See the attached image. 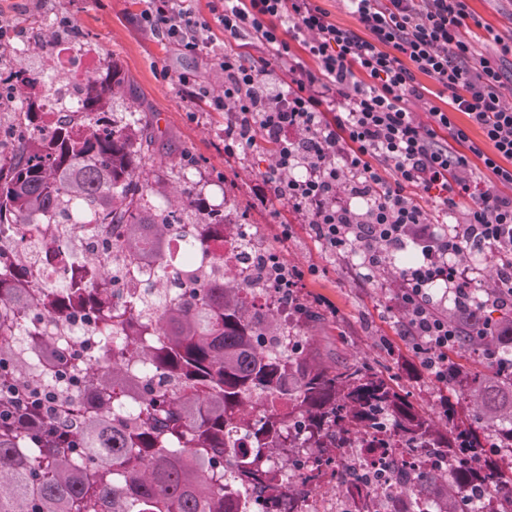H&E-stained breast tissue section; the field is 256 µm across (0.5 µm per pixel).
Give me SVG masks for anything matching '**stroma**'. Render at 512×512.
<instances>
[{"label": "stroma", "mask_w": 512, "mask_h": 512, "mask_svg": "<svg viewBox=\"0 0 512 512\" xmlns=\"http://www.w3.org/2000/svg\"><path fill=\"white\" fill-rule=\"evenodd\" d=\"M144 7V0H0V26L37 36L47 32L54 18L65 16L97 48L96 67L113 61L123 69L128 83L113 99L112 110L136 107L151 128L153 171L172 181L171 163L188 160L193 192L212 205L230 202L249 223L261 225L268 246L304 273L301 295L321 297L336 308L328 321L308 328L325 360L365 358L386 367L415 404L432 412L443 400L457 399L455 386L438 385L409 367L402 316L394 303L398 273L406 262H397L396 274L380 277L355 252L331 253L311 232L306 212L266 192L261 175L274 161L273 142L260 136L235 155L225 154L226 112L214 110L207 98L189 95L176 80L179 73L192 71L202 83L219 89L224 76L212 65L213 55L229 46L254 58L265 55V48L248 36L225 35L216 23L207 49L182 53L142 27ZM468 8L501 36V43L490 40L484 46L486 56L500 57L502 44L512 45V0H468Z\"/></svg>", "instance_id": "stroma-1"}]
</instances>
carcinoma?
<instances>
[{
	"instance_id": "carcinoma-1",
	"label": "carcinoma",
	"mask_w": 512,
	"mask_h": 512,
	"mask_svg": "<svg viewBox=\"0 0 512 512\" xmlns=\"http://www.w3.org/2000/svg\"><path fill=\"white\" fill-rule=\"evenodd\" d=\"M30 89L25 118L38 116V89L61 82L17 70ZM125 78L117 63L92 75L76 117L64 116L47 134L17 141L0 157V227L40 233L35 222L72 226L96 239L97 252L70 254L82 274L64 283L28 277L24 266L0 263V512H249V492L271 491L268 512H303L301 492L283 494L263 455L314 448L310 475L336 476L333 449L353 439L385 448L378 417L402 447L461 463L428 476L442 503L456 512L463 491L479 482L498 492L512 486V374L486 371L456 382L466 407L483 421L465 424L459 403L434 417L419 409L393 378L368 362L328 364L312 351L288 346L272 353L260 333L281 330L276 313L243 297L238 276L184 280L187 264L165 241L188 239L199 260L206 242L224 232L209 221L201 195L177 205L168 183L150 180L151 138L140 118L112 112ZM153 254L156 274L113 301L121 273ZM486 298H480V293ZM471 291V304L512 332V309L498 308L491 289ZM298 336L322 313L297 295ZM83 312L105 339L94 354H73L61 368H33L52 349L40 324H68ZM278 400L279 410L264 401ZM508 459L473 463L488 442ZM230 456L234 474L216 467Z\"/></svg>"
}]
</instances>
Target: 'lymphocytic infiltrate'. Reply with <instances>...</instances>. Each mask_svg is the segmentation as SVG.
Returning <instances> with one entry per match:
<instances>
[{"label": "lymphocytic infiltrate", "instance_id": "lymphocytic-infiltrate-1", "mask_svg": "<svg viewBox=\"0 0 512 512\" xmlns=\"http://www.w3.org/2000/svg\"><path fill=\"white\" fill-rule=\"evenodd\" d=\"M361 25L333 23L314 0H214L211 11L226 33L254 36L267 50L249 62L234 49L217 56L224 90L215 109L230 112L225 153L262 136L278 146L262 175L270 192L305 211L315 236L332 252L365 244L418 247L421 259L404 270L396 306L406 316L414 358L440 384L451 382L448 351L461 331L435 315L431 291L442 286L484 339V359L500 361L487 344L490 319L462 301L471 278L459 258L474 247L499 261V306L512 304V91L501 68L476 48L467 30L466 0H343ZM142 25L195 54L211 26L185 0H148ZM284 73L283 89L267 81ZM448 95L447 107L427 101V122L408 106L422 98L417 74ZM463 113L483 133L473 141L455 121ZM308 174L294 176L297 166ZM367 194L362 213L340 196ZM437 199L457 219L451 234H435L421 198ZM512 371V362L500 361Z\"/></svg>", "mask_w": 512, "mask_h": 512}]
</instances>
